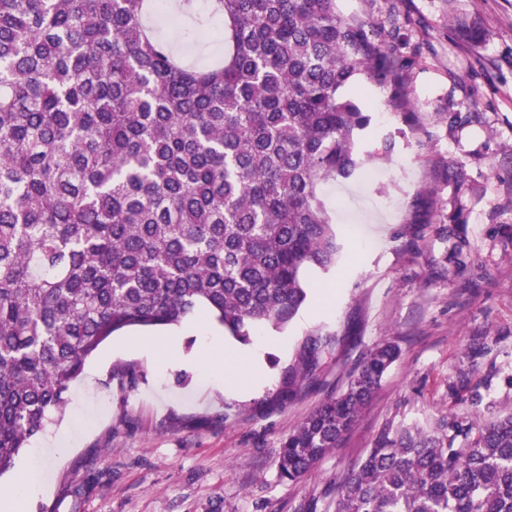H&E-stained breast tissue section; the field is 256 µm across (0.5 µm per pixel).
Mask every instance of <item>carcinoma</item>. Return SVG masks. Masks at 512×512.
I'll return each mask as SVG.
<instances>
[{
	"instance_id": "1",
	"label": "carcinoma",
	"mask_w": 512,
	"mask_h": 512,
	"mask_svg": "<svg viewBox=\"0 0 512 512\" xmlns=\"http://www.w3.org/2000/svg\"><path fill=\"white\" fill-rule=\"evenodd\" d=\"M194 0H0V475L116 331L207 311L248 344L284 329L306 273L341 246L318 196L359 164L361 73L407 105V34L336 0H215V67L184 63L151 17ZM459 40L484 42L457 20ZM326 336L282 370L314 376ZM399 349L370 350L345 389L278 448L297 483L338 446ZM334 512H512V409L387 426L336 484Z\"/></svg>"
}]
</instances>
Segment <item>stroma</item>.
I'll list each match as a JSON object with an SVG mask.
<instances>
[{"mask_svg": "<svg viewBox=\"0 0 512 512\" xmlns=\"http://www.w3.org/2000/svg\"><path fill=\"white\" fill-rule=\"evenodd\" d=\"M344 17L406 27L418 63L406 75L415 117L390 109L363 148L385 177L325 183L321 199L342 246L338 264L306 279L305 304L277 339L268 374L196 360L219 325L204 313L147 336L114 333L74 380L64 411L24 448V512H333L331 485L387 426L487 416L512 406V0H337ZM479 18L488 38L457 40L455 18ZM458 113L457 124L439 121ZM395 146L379 152L385 137ZM407 158L406 171L396 162ZM436 197H429L430 188ZM460 213L440 236L414 207ZM333 343L295 398L281 372L306 337ZM399 358L337 448L297 483L280 480L278 447L339 394L371 349ZM458 394H450V386Z\"/></svg>", "mask_w": 512, "mask_h": 512, "instance_id": "35a3bbf8", "label": "stroma"}]
</instances>
